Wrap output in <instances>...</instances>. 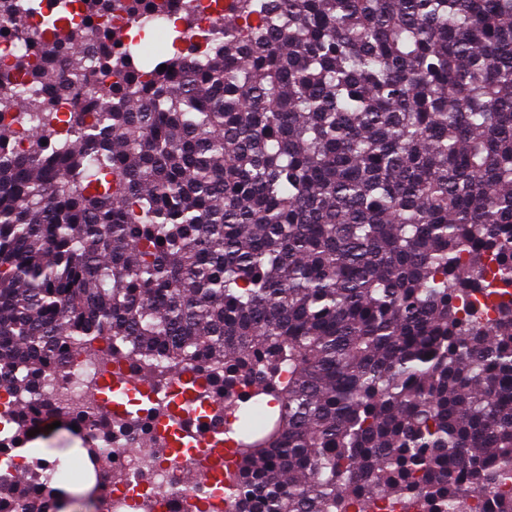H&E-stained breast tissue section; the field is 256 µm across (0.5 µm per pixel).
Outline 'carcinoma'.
Listing matches in <instances>:
<instances>
[{"mask_svg":"<svg viewBox=\"0 0 512 512\" xmlns=\"http://www.w3.org/2000/svg\"><path fill=\"white\" fill-rule=\"evenodd\" d=\"M59 2L0 0V385L204 358L224 512H512V0H186L164 71L158 0Z\"/></svg>","mask_w":512,"mask_h":512,"instance_id":"cac0c4a2","label":"carcinoma"}]
</instances>
